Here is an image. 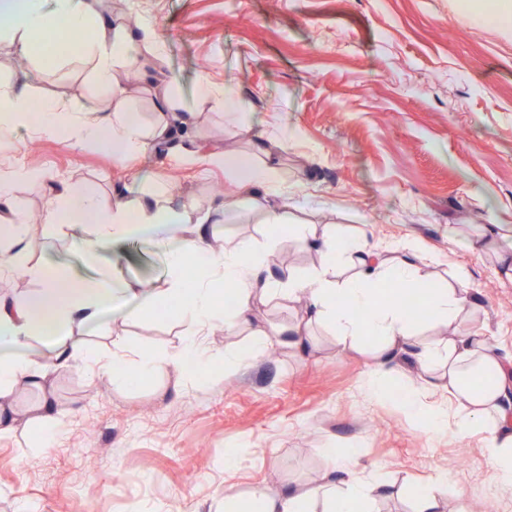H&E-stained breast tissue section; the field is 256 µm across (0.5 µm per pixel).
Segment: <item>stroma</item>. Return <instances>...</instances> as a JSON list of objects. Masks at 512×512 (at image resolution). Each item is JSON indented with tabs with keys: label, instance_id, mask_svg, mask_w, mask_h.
<instances>
[{
	"label": "stroma",
	"instance_id": "stroma-1",
	"mask_svg": "<svg viewBox=\"0 0 512 512\" xmlns=\"http://www.w3.org/2000/svg\"><path fill=\"white\" fill-rule=\"evenodd\" d=\"M100 12L157 34L142 59L166 84L179 111L196 115L203 147L245 151L253 137L285 136L275 154L284 187L322 195L335 213L315 216L360 230L391 255L415 240L424 274L465 279L479 302L458 325L512 360V272L484 227L512 228V34L481 25L455 0H112ZM232 83L248 103L250 130L225 127L201 109V78ZM35 98L77 107L90 95L81 53L38 73ZM40 178L16 184L21 215H45L58 181L97 187L103 196L164 188L179 202L207 207L234 190L223 169L153 153L121 163L92 147L19 127L0 137V177L18 166ZM29 262L73 280L120 276L142 288L169 280L164 249L140 237L91 254L44 223L28 233ZM266 240L246 209L219 224L216 243ZM305 301L259 306L252 328L291 326ZM192 323L108 315L82 335L86 349L111 357L113 338L130 356L165 358L192 336ZM251 330L215 321L203 342L207 373L167 368L135 384L91 379L80 365L51 370L44 388L14 395L21 414L0 434V512H224L228 499L307 489L334 473L328 451L356 454L336 475L340 488H381L366 512H415L414 491L447 473L438 493L446 512H512V485L487 460L489 435L433 431L426 415L385 395L417 390L412 358L379 374L365 346L345 347L323 327L305 348L277 344L254 352ZM54 407L56 433L40 438L29 414ZM92 436H84L86 426Z\"/></svg>",
	"mask_w": 512,
	"mask_h": 512
}]
</instances>
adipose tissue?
Segmentation results:
<instances>
[{
	"instance_id": "1",
	"label": "adipose tissue",
	"mask_w": 512,
	"mask_h": 512,
	"mask_svg": "<svg viewBox=\"0 0 512 512\" xmlns=\"http://www.w3.org/2000/svg\"><path fill=\"white\" fill-rule=\"evenodd\" d=\"M458 6L479 23L512 31V0H459ZM87 29L94 32L81 48L90 65L89 81L93 88L111 90V111L102 110L93 96L70 108L34 98L26 82H1L0 128L22 126L46 132L74 145L93 146L119 161L146 151L182 149L195 133L192 118L176 114L164 91L155 96L154 121L144 124L129 102L121 75L122 70L142 68L140 47L155 39L151 25L112 24L102 18L95 0H53L48 9L42 0H0V33L34 69L48 70L64 62L74 35ZM199 101L201 107L223 113L227 123L243 121V104L232 84L202 79ZM283 147V139L270 136L250 152L224 150L192 156L196 163L223 168L248 193L255 222L272 230L271 244L291 237L316 254L317 265L304 273L289 272L283 280L266 273L263 252L249 244L214 250L211 240L218 219L234 211L236 200H219L201 210L191 202L174 204L162 193L133 196L118 189L104 203L93 186L74 190L65 184L46 214L47 224L65 233L92 225L95 236L88 242L92 248L151 232L168 251L172 277L168 287L158 292L116 281L63 278L23 260L29 243L24 225L15 217L11 185L38 178V171L20 166L9 178H0V262L18 267L21 275L38 284L22 300L0 299V433L13 427L16 389L42 387L50 368L69 367L82 351L77 331L99 321L114 302H121L124 313L132 318L145 313L187 318L203 331L223 312H231L236 323L247 325L256 302L303 296L309 304L307 323L289 329L290 345L304 346L311 325L320 324L345 346L355 345L360 336L375 339L374 366L381 373L393 368L401 354L414 353L425 375L426 395H449L458 406L452 418L435 416V428L462 437L478 429L488 431L487 454L500 480L512 484V368L484 336L458 331L472 304L468 288L421 274L414 244L399 246L398 257L388 260L368 248L360 235L333 224L309 223V216L327 212L329 204L314 194L293 201L283 192L278 170L271 163ZM190 269L195 277H187ZM343 269L348 272L344 278L339 275ZM390 278L427 301L434 315V342L419 343L417 327L403 301L387 297L383 284ZM112 345V358L100 369L101 376L111 379L131 372L142 380L166 365L196 374L208 363L203 349L187 344L170 357L144 358L132 368L123 353V341L114 339ZM43 347L51 353L52 364L41 361ZM375 491L372 485L340 491L331 476L313 493H259L235 512H309L313 496L322 498L324 512H364L365 501Z\"/></svg>"
}]
</instances>
